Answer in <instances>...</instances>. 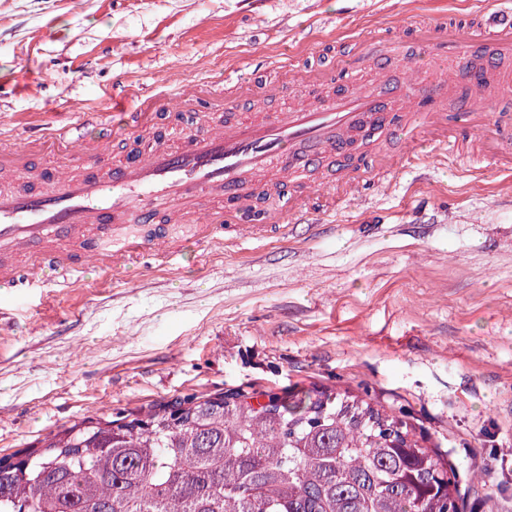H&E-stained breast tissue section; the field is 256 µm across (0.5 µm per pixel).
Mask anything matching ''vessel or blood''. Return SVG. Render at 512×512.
<instances>
[{
    "mask_svg": "<svg viewBox=\"0 0 512 512\" xmlns=\"http://www.w3.org/2000/svg\"><path fill=\"white\" fill-rule=\"evenodd\" d=\"M416 53L448 59L450 69L437 80L410 75L396 84L386 77L393 46L355 39L339 64L354 73H377V80L352 92L329 93L315 103L298 100L275 118L225 122L214 119L203 132L186 133L173 124L167 143L154 145L131 161L99 173L100 160L111 152L109 139L96 131L120 124L138 135L155 112L184 113L209 107L223 85L204 82L183 88L162 82L159 93L141 98L128 111L113 96L111 111L86 112L80 123L49 132L30 133L21 143L0 144V173L30 174L36 160L59 154L78 161L82 177L68 169L55 171L48 190L19 193L0 186V284L10 288H51L53 273H78L95 266L119 277L129 265L152 257L177 260L191 245L220 244L231 251L248 240L285 239L301 222L320 223L332 215L354 189L378 186L405 169H416L431 157L466 151L473 160L498 142L500 171L512 172V144L501 143L492 119L497 102L512 97V66L486 58L492 97L462 95L451 78L472 55V46L488 42L512 50V6L478 13L468 29L451 25L413 24ZM452 95L473 127L470 146H462L456 116L440 108V97ZM402 100L411 111L380 135L376 163L358 172L337 171L322 183L311 174L329 168L342 140L371 124L376 112ZM279 200L260 223L245 224L255 187Z\"/></svg>",
    "mask_w": 512,
    "mask_h": 512,
    "instance_id": "b4317fda",
    "label": "vessel or blood"
}]
</instances>
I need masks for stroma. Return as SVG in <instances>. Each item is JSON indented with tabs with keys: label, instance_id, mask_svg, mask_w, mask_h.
I'll return each instance as SVG.
<instances>
[{
	"label": "stroma",
	"instance_id": "obj_1",
	"mask_svg": "<svg viewBox=\"0 0 512 512\" xmlns=\"http://www.w3.org/2000/svg\"><path fill=\"white\" fill-rule=\"evenodd\" d=\"M498 0H0V130L105 112L114 92L188 87L268 56L348 73L355 36ZM0 288V456L86 416L191 394L334 388L409 413L457 473L462 512H512V174L435 159L310 234L194 248L100 287ZM489 465L487 483L472 477Z\"/></svg>",
	"mask_w": 512,
	"mask_h": 512
}]
</instances>
